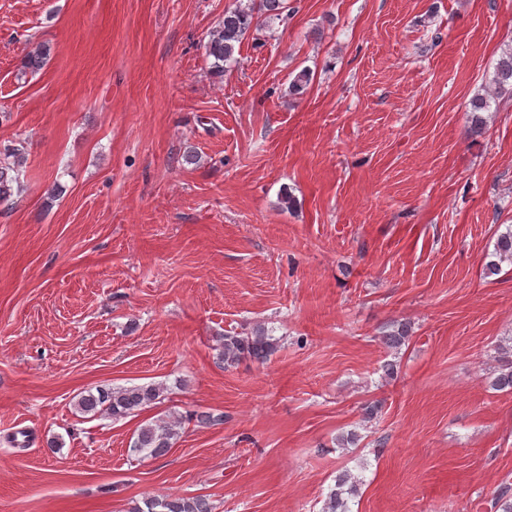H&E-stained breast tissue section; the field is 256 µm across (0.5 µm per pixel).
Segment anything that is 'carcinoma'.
<instances>
[{"label": "carcinoma", "instance_id": "cac0c4a2", "mask_svg": "<svg viewBox=\"0 0 512 512\" xmlns=\"http://www.w3.org/2000/svg\"><path fill=\"white\" fill-rule=\"evenodd\" d=\"M288 9V0H247L246 4H237L224 10V18L217 29L209 34L205 43L206 55L213 59L215 74L224 73L227 65L234 62L236 47L252 29L270 26L280 19ZM311 81L307 69L297 73L289 83L288 92L300 95L305 92ZM493 84L497 88L512 85V48L502 52L495 66ZM490 108V94L475 96L470 102V132L480 135L486 126L483 112ZM24 146L6 145L0 150V203H7L15 193V165L24 158ZM492 260L486 264V272L495 275L500 264L512 263V228L500 233L494 243ZM411 327L399 323L394 330L382 336V343L392 350H399L409 342ZM279 348V339L275 338L263 326H257L249 333L227 332L220 339L219 359L224 367H233L243 360L263 363ZM492 386L501 391L512 390V362L499 369ZM168 387L163 384H143L123 387H99L96 392H87L76 401V407L82 414L108 415L120 419L142 411L165 399ZM182 419H157L142 425L135 434L131 451L143 458L164 455L173 447ZM358 480L349 472L336 478L333 488L327 493L323 512H350L349 497L357 491ZM132 512H212V504L204 496L192 497H150L144 500V506H136Z\"/></svg>", "mask_w": 512, "mask_h": 512}]
</instances>
